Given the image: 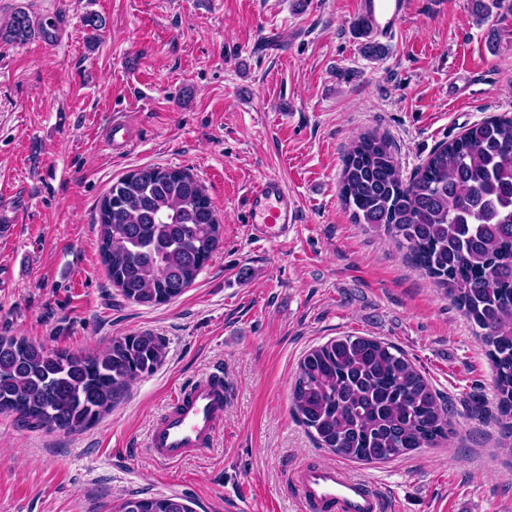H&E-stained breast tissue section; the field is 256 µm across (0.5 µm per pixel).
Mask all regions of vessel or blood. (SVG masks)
<instances>
[{"label":"vessel or blood","mask_w":512,"mask_h":512,"mask_svg":"<svg viewBox=\"0 0 512 512\" xmlns=\"http://www.w3.org/2000/svg\"><path fill=\"white\" fill-rule=\"evenodd\" d=\"M407 5L408 0H358L366 37L377 43L394 41ZM36 24L44 46L54 47L63 18L44 15ZM247 221L259 238L270 242L298 223L296 200L279 177H265L250 190ZM230 398L223 376L216 372L180 386L149 434L150 454L161 463L176 464L208 449L223 426ZM293 485L306 512H383L385 508L384 499L368 481L337 464L300 468L293 474Z\"/></svg>","instance_id":"b4317fda"}]
</instances>
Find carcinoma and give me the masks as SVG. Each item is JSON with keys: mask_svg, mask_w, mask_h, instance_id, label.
<instances>
[{"mask_svg": "<svg viewBox=\"0 0 512 512\" xmlns=\"http://www.w3.org/2000/svg\"><path fill=\"white\" fill-rule=\"evenodd\" d=\"M32 36L15 12L0 39ZM340 195L359 224L387 232L477 328L495 370L498 414L512 420V115L468 126L405 179L388 144L363 136L347 152ZM101 256L121 295L169 302L191 286L220 244L203 189L180 169L144 168L112 184L99 212ZM165 356L141 332L82 355L0 336V414L49 431H80L112 409ZM292 404L319 444L378 463L444 438L448 409L396 346L340 336L300 362ZM115 512H192L175 496L130 495Z\"/></svg>", "mask_w": 512, "mask_h": 512, "instance_id": "carcinoma-1", "label": "carcinoma"}]
</instances>
